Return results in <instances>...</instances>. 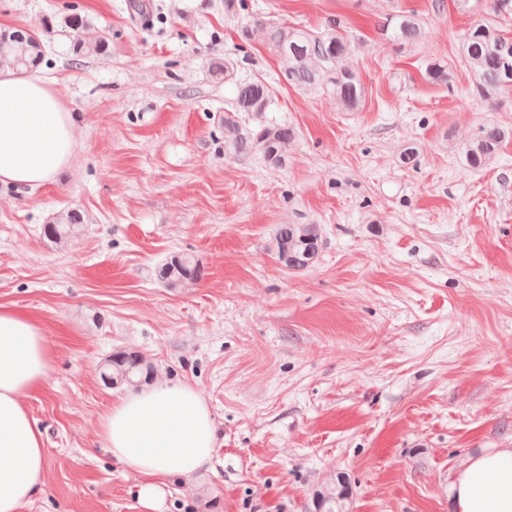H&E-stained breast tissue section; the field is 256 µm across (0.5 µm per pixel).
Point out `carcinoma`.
Here are the masks:
<instances>
[{"instance_id": "obj_1", "label": "carcinoma", "mask_w": 512, "mask_h": 512, "mask_svg": "<svg viewBox=\"0 0 512 512\" xmlns=\"http://www.w3.org/2000/svg\"><path fill=\"white\" fill-rule=\"evenodd\" d=\"M254 26L265 30L267 44L286 64L288 81L304 89L328 84L340 105L349 111L356 109L365 94L358 72L342 65L351 50L341 21L336 20L323 31H311L286 22H271L261 17L252 19ZM73 32V50L78 56L103 55L108 50L107 37L79 13L65 20ZM384 35L391 41L415 44L422 38V27L415 15L403 11L387 14ZM459 54L471 68L476 80V93L482 97L512 87V37L490 21H479L465 34ZM45 57L44 45L34 30L16 29L0 32V65L18 72L31 71ZM271 103L268 86L259 81L237 85L231 102V112L224 115V131L236 132L235 113L267 111ZM291 138L286 127H264L253 141L235 140L240 150L259 148L264 156L277 161ZM512 139V129L497 125L478 128L468 146L467 157L472 166L481 167L494 160L502 146ZM82 216L70 210L58 221L44 225L43 234L52 242L78 237ZM278 261L287 269L300 271L310 268L321 246V232L316 224H280L275 233ZM160 279L173 288L194 282L203 276L199 261L190 255H175L159 271ZM151 365L136 351H120L108 360L101 373L107 384L118 387H138L152 377ZM349 493L345 489L326 486L316 494L319 512H346Z\"/></svg>"}]
</instances>
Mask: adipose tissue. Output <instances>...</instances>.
Returning <instances> with one entry per match:
<instances>
[{
	"instance_id": "1",
	"label": "adipose tissue",
	"mask_w": 512,
	"mask_h": 512,
	"mask_svg": "<svg viewBox=\"0 0 512 512\" xmlns=\"http://www.w3.org/2000/svg\"><path fill=\"white\" fill-rule=\"evenodd\" d=\"M77 149L76 115L54 84L0 67V184L32 193L68 168ZM54 361L42 324L0 304V512H23L43 489V434L24 400L46 383ZM97 443L139 476L144 512H159L166 480L210 464L215 423L192 384L155 382L113 403ZM449 492L455 512H512V448L466 459Z\"/></svg>"
}]
</instances>
